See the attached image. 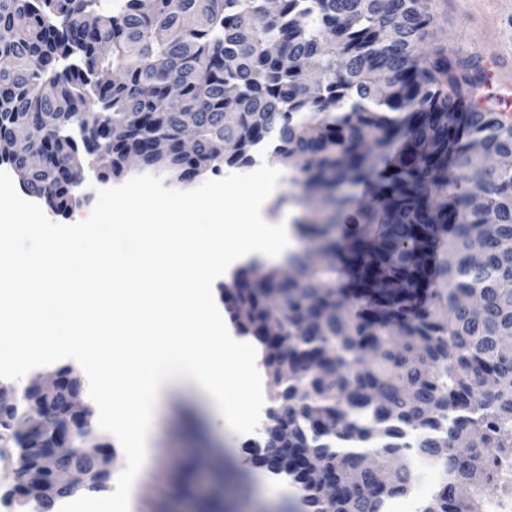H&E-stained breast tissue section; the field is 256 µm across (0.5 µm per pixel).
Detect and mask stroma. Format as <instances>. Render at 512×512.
Instances as JSON below:
<instances>
[{
  "instance_id": "obj_1",
  "label": "stroma",
  "mask_w": 512,
  "mask_h": 512,
  "mask_svg": "<svg viewBox=\"0 0 512 512\" xmlns=\"http://www.w3.org/2000/svg\"><path fill=\"white\" fill-rule=\"evenodd\" d=\"M512 0H437L433 37L420 50L432 52L437 45L465 56L479 53L485 69L481 86L488 108L512 119ZM283 173L271 210L287 224L314 217L303 201L300 187L291 185ZM152 442L146 463L136 477L129 512H147L150 497H159L167 512H201L203 499L217 498L224 512H299V500L281 478L261 471H248L247 460L261 433L241 435L231 431L215 403L190 380L174 386L159 402L151 423ZM223 459V467L200 465L194 492L179 494L175 485L178 467L196 461L201 453Z\"/></svg>"
}]
</instances>
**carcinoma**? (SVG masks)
Instances as JSON below:
<instances>
[{"mask_svg":"<svg viewBox=\"0 0 512 512\" xmlns=\"http://www.w3.org/2000/svg\"><path fill=\"white\" fill-rule=\"evenodd\" d=\"M102 2L0 0V165L63 213L76 162L119 179L135 152L140 174L186 188L272 144L318 220L292 277L253 265L230 288L243 331L279 326L254 464L306 512H383L410 459L443 472L422 512H512V165H486L512 157V123L473 105L482 57L419 58L433 0ZM103 441L78 432L70 463Z\"/></svg>","mask_w":512,"mask_h":512,"instance_id":"1","label":"carcinoma"}]
</instances>
